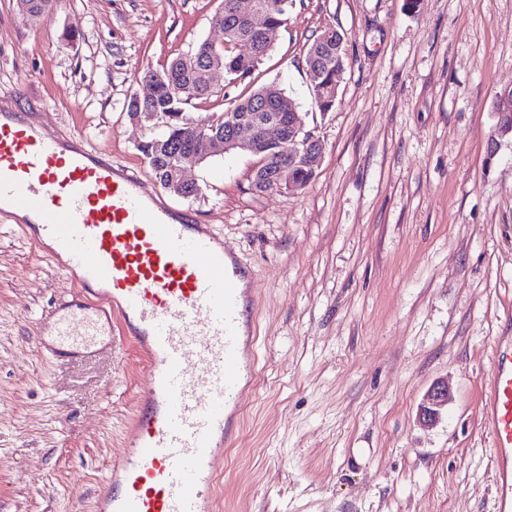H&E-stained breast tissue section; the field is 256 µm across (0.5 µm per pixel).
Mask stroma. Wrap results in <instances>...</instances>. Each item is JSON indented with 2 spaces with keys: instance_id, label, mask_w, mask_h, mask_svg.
I'll use <instances>...</instances> for the list:
<instances>
[{
  "instance_id": "stroma-1",
  "label": "stroma",
  "mask_w": 512,
  "mask_h": 512,
  "mask_svg": "<svg viewBox=\"0 0 512 512\" xmlns=\"http://www.w3.org/2000/svg\"><path fill=\"white\" fill-rule=\"evenodd\" d=\"M222 0H57L50 16L0 0V94L25 90L56 134L82 137L160 185L124 103L134 74L222 42ZM348 66L321 113L304 54L326 27ZM278 84L323 156L301 191L251 187L240 150L188 171L165 202L211 227L247 271L250 377L215 462L214 512H497L482 419L500 337H512V141L489 142L512 86V0H295L253 85ZM250 86L216 73L192 118ZM0 214V512H94L147 388L119 340L89 361L38 346L76 292ZM448 380L441 422L416 420Z\"/></svg>"
}]
</instances>
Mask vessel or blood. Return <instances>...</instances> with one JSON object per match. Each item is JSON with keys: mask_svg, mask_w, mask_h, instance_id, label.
Segmentation results:
<instances>
[{"mask_svg": "<svg viewBox=\"0 0 512 512\" xmlns=\"http://www.w3.org/2000/svg\"><path fill=\"white\" fill-rule=\"evenodd\" d=\"M23 224L78 298L55 303L40 342L55 358L90 359L114 335L140 349V398L98 512H210L214 463L229 439L244 367L245 295L223 242L166 207L136 173L0 107V212ZM485 416L492 428L498 512H512V343L498 344Z\"/></svg>", "mask_w": 512, "mask_h": 512, "instance_id": "b4317fda", "label": "vessel or blood"}]
</instances>
